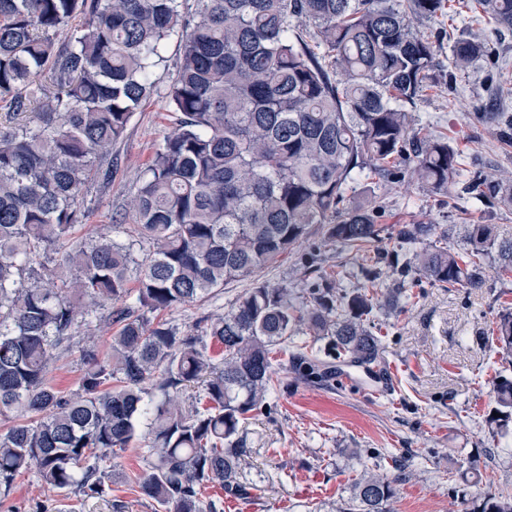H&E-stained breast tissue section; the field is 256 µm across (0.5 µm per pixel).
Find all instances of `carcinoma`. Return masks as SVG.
I'll return each instance as SVG.
<instances>
[{"label":"carcinoma","instance_id":"cac0c4a2","mask_svg":"<svg viewBox=\"0 0 512 512\" xmlns=\"http://www.w3.org/2000/svg\"><path fill=\"white\" fill-rule=\"evenodd\" d=\"M476 4L512 31V0ZM448 8L453 0H0V415L32 417L0 434L3 492L34 469L58 490L102 495L99 461L128 448L145 419L142 493L160 512H217L202 490L248 494L243 427L288 363L316 374L325 340L328 354L373 364L381 348L370 318L414 282L480 288L488 264L512 273V239L496 241L491 224L465 225L457 249L433 224H399L393 253L367 263L384 205L373 192L354 200L363 172L439 192L461 177L460 152L441 134L410 133L404 110L439 67L420 27ZM172 39L174 125L142 170L125 240L94 226L77 240L79 197L108 184L103 154L154 94ZM489 53L464 32L449 61L466 70ZM477 118L512 143L511 113L489 104ZM465 191L512 206V172L474 177ZM317 233L363 261L366 285L256 278ZM382 261L399 287H382ZM244 280L250 287L197 335L158 318ZM102 304L117 326L110 353L85 344L78 388L55 389L54 350ZM300 333L310 340L296 342ZM494 334L512 363L506 302ZM493 393L492 421L508 434L512 379L497 378ZM397 481L363 465L336 512H395ZM469 512H512V491H484Z\"/></svg>","mask_w":512,"mask_h":512}]
</instances>
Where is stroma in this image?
I'll use <instances>...</instances> for the list:
<instances>
[{
	"mask_svg": "<svg viewBox=\"0 0 512 512\" xmlns=\"http://www.w3.org/2000/svg\"><path fill=\"white\" fill-rule=\"evenodd\" d=\"M464 0L457 13L426 24L440 60L461 32L479 31L492 52L469 71L436 72L435 85L406 104L411 128L425 127L447 135L461 148L465 177L512 169V147L500 143L493 129L472 114L497 95L500 111L512 113V34L499 31ZM179 56L169 41L166 61L156 70L158 91L132 117L124 137L111 150L114 171L108 186H94L80 197L91 224L125 227L127 203L156 144L172 127L162 91ZM385 205L384 227L424 222L437 225L456 245L465 224H490L502 239H512V209L478 202L463 185L436 194L417 183L397 181L376 186ZM260 279L279 283L326 280L337 288L360 286L358 262L314 235L298 244ZM246 282L225 286L197 306L175 308L164 317L185 331L199 320L227 310ZM512 302V274L488 273L480 288H443L420 280L401 308L377 314L374 334L381 342L383 366L393 368L395 385L372 395L365 392L362 369L355 380L337 385L335 378L310 382L289 376L269 405L248 420L244 433L250 450L244 480L249 496L224 500L225 512H305L306 507L338 503L347 496L358 460L377 457L380 469L392 472L397 460L407 476L396 485V512H464L465 496L488 488H512V435L497 434L491 416L492 378L502 365L493 342L501 300ZM85 337L57 348L47 379L62 391L77 389L79 351ZM106 492L100 498L70 497L29 471L19 475L8 495H0V512H112L113 499L126 512H154L152 500L137 486L146 468L142 441L102 463Z\"/></svg>",
	"mask_w": 512,
	"mask_h": 512,
	"instance_id": "stroma-1",
	"label": "stroma"
}]
</instances>
